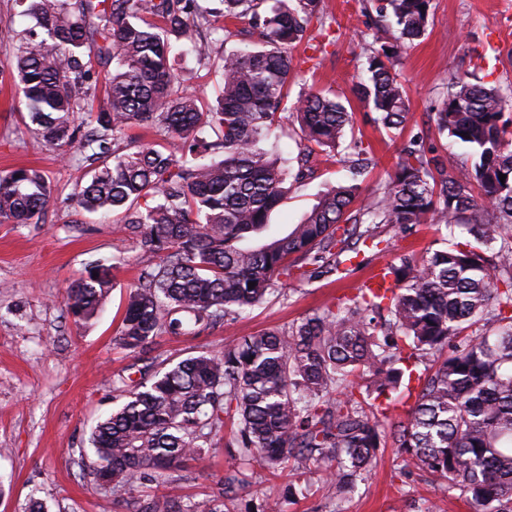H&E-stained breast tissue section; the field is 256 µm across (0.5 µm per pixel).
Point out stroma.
Here are the masks:
<instances>
[{"label":"stroma","mask_w":512,"mask_h":512,"mask_svg":"<svg viewBox=\"0 0 512 512\" xmlns=\"http://www.w3.org/2000/svg\"><path fill=\"white\" fill-rule=\"evenodd\" d=\"M332 15L322 37L324 52L312 54L305 44L292 47L294 70L288 90L297 98L308 87L332 89L349 97L353 125L346 140L361 141L374 163L357 198L366 205L387 187L398 152L411 138L434 136L432 118L451 78L468 76L470 59L482 54L486 81L512 85V0H432V22L398 65L410 98V113L401 130L386 133L364 120L366 103L352 93L360 73L361 37L376 17L375 0H329ZM16 0H0V171L17 167L45 172L52 193L42 224H0V512H22L29 497L42 499L49 512H101L102 496L81 456L89 454V437L98 418L121 402L112 381L127 374L131 357L116 337L130 291L155 255L143 252L135 233L115 228V217L90 214L77 193L94 169L77 149L61 151L32 131L13 78L17 36L32 26ZM170 57L184 89L214 103L222 76L212 64L188 54L185 40L171 38ZM346 178V150L338 148L315 176L288 179V192L269 217L277 234L299 223L327 188ZM385 252L370 257L345 278L312 283L284 281L277 292L240 318H227L202 331L185 328L165 336L152 349L161 358H183L201 350L219 351L245 332L281 331L302 318L353 294L382 265L406 252L424 255L439 234L421 224L412 233L388 226L382 233ZM124 262L96 317L75 324L66 308V290L85 266L113 257ZM234 458L223 444L209 448L203 461L186 462L170 473L163 492L206 501ZM395 448L380 450L371 474L343 497L331 499L319 487L284 512H468L460 501L443 498L423 473L401 475Z\"/></svg>","instance_id":"stroma-1"}]
</instances>
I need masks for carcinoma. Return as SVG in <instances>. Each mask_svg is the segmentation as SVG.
Returning <instances> with one entry per match:
<instances>
[{
    "label": "carcinoma",
    "instance_id": "cac0c4a2",
    "mask_svg": "<svg viewBox=\"0 0 512 512\" xmlns=\"http://www.w3.org/2000/svg\"><path fill=\"white\" fill-rule=\"evenodd\" d=\"M221 2L216 16L200 0H21L35 24L19 38L14 78L37 134L100 163L80 208L125 210L124 228L138 230L139 247L160 259L130 294L120 347L138 361L158 338L181 334L186 316L206 329L263 303L284 278L341 279L348 262L379 249L385 224L411 231L430 222L446 230L445 247L399 256L381 269L391 287H361L291 329L246 333L222 351L152 362L137 380H114L123 401L90 437V475L115 494L104 496L105 508L240 512L246 472L285 467L284 497L296 498L319 472L338 498L366 478L389 439L401 473L427 472L470 512H512V86L474 72L448 82L434 121L467 149L466 160L448 164L413 138L388 187L356 208L368 158L353 141L350 181L322 193L288 234L269 236L288 169L261 142L295 112L313 145L298 163L302 178L323 163L316 150H336L353 113L330 89L311 87L288 103V50L313 40L325 0H275L269 11L268 0ZM430 9L431 0H378L383 24L363 43L366 76L353 91L388 132L406 122L396 67L427 33ZM244 20L261 43L216 57L227 23ZM171 35L190 41L198 60L218 61L223 85L211 108L174 89ZM78 112L87 113L80 125ZM147 124L166 142L120 149L117 135ZM50 195L43 172L1 171L0 224L44 222ZM117 269L90 265L71 284L74 322L95 315ZM401 405L407 418L397 420ZM227 428L236 463L205 505L134 494L136 480H162L203 459Z\"/></svg>",
    "mask_w": 512,
    "mask_h": 512
}]
</instances>
